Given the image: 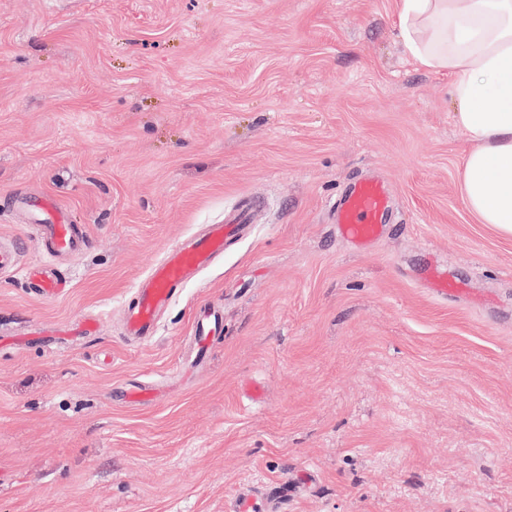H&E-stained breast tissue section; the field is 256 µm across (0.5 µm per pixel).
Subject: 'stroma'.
<instances>
[{
    "mask_svg": "<svg viewBox=\"0 0 512 512\" xmlns=\"http://www.w3.org/2000/svg\"><path fill=\"white\" fill-rule=\"evenodd\" d=\"M396 28L394 0H0V236L41 264L47 195L89 237L66 296L0 276V512H512V238L464 206L448 75ZM368 174L395 217L361 244L331 207ZM242 197L125 336L149 268ZM251 209L243 204L225 224L209 225L204 237L186 239L153 265L137 288L136 301L125 312L127 336L148 339L156 335L157 316L171 303L175 289L211 266L224 252L225 242L238 234L240 225L249 222ZM224 323L223 309L208 306L200 310L193 322V336L197 347V356H204L208 351L214 336L221 333Z\"/></svg>",
    "mask_w": 512,
    "mask_h": 512,
    "instance_id": "stroma-1",
    "label": "stroma"
}]
</instances>
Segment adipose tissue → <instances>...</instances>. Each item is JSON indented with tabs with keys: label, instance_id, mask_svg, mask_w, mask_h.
I'll return each mask as SVG.
<instances>
[{
	"label": "adipose tissue",
	"instance_id": "adipose-tissue-1",
	"mask_svg": "<svg viewBox=\"0 0 512 512\" xmlns=\"http://www.w3.org/2000/svg\"><path fill=\"white\" fill-rule=\"evenodd\" d=\"M398 35L421 68L447 72L466 136L459 182L478 223L512 237V0H395Z\"/></svg>",
	"mask_w": 512,
	"mask_h": 512
}]
</instances>
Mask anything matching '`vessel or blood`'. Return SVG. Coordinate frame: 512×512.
Returning a JSON list of instances; mask_svg holds the SVG:
<instances>
[{
	"label": "vessel or blood",
	"mask_w": 512,
	"mask_h": 512,
	"mask_svg": "<svg viewBox=\"0 0 512 512\" xmlns=\"http://www.w3.org/2000/svg\"><path fill=\"white\" fill-rule=\"evenodd\" d=\"M44 219L39 224L48 245L49 257H59L82 250L87 240L76 225L70 224L63 211L50 199L38 204ZM339 233L346 239L367 243L380 236L384 224L392 219L387 184L367 178L346 190L333 207ZM249 205L240 206L226 222L212 224L201 238H189L168 250L150 269L137 290V298L125 312L127 335L147 339L157 332V316L172 301L181 284L192 280L211 266L223 253L224 244L234 238L249 220ZM23 271L26 280L42 299L62 296L67 291L65 277L50 274L47 266L20 269L16 251L0 246V276ZM222 308L209 306L200 310L193 322V336L198 354H205L214 337L222 331Z\"/></svg>",
	"instance_id": "1"
}]
</instances>
